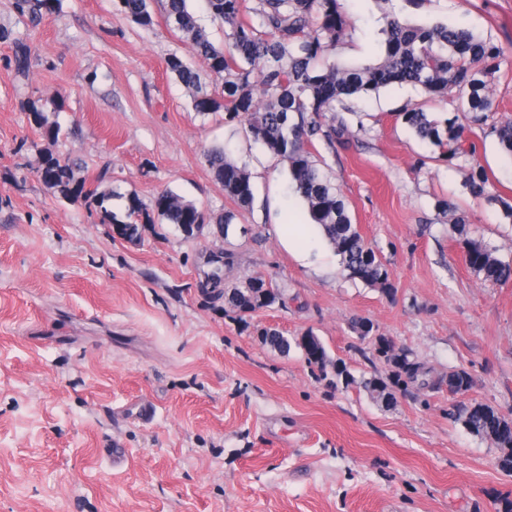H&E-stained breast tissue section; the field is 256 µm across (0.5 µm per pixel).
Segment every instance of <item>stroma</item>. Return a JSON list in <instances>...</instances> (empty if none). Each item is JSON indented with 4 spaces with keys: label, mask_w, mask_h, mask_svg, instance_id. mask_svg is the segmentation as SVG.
Wrapping results in <instances>:
<instances>
[{
    "label": "stroma",
    "mask_w": 512,
    "mask_h": 512,
    "mask_svg": "<svg viewBox=\"0 0 512 512\" xmlns=\"http://www.w3.org/2000/svg\"><path fill=\"white\" fill-rule=\"evenodd\" d=\"M0 0V28L30 34L27 77L0 41V512H497L512 497L500 448L456 421L469 402L512 416V280L474 275L440 206L467 216L472 237L512 261V161L487 129L469 124L457 92L425 99L390 86L348 116V146L323 150L366 242L387 262L394 296L349 279L331 247L299 261L278 240L281 224L307 214L288 188L286 164L244 125L197 114L167 68L178 55L221 94L181 34L165 0H147L145 28L120 0H59L36 31ZM347 30L333 57L357 64L380 53L378 0H340ZM416 22L442 21L491 36L500 67L488 78L512 120V0H423ZM62 103L49 118L58 140L28 121L32 101ZM422 104L470 126L473 161L448 162L418 141L397 112ZM213 147L246 166L254 187L240 208L214 182ZM70 158L86 188H119L150 200L169 190L199 208L233 212L234 231L208 226L184 238L163 222L140 240L114 237L96 205L46 187L43 155ZM489 175L487 196L465 187L471 165ZM265 275L280 304L246 322L225 312V287ZM370 320L435 372L466 369L465 395L412 391L393 406L371 399L363 379L386 365L350 330ZM275 327L313 331L355 378L345 389L319 379L299 349L281 354L261 336ZM148 402L151 419L130 412ZM113 442L123 466L101 453Z\"/></svg>",
    "instance_id": "1"
}]
</instances>
